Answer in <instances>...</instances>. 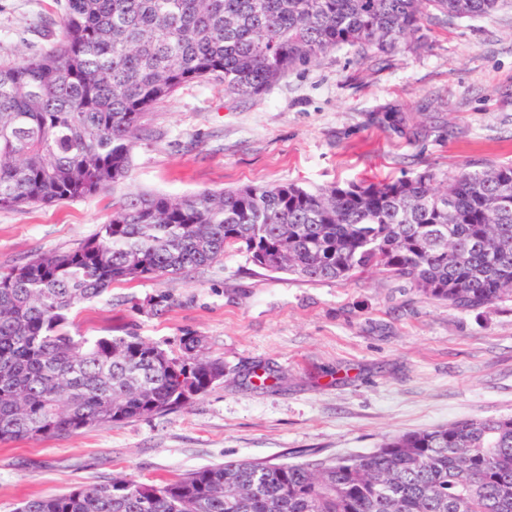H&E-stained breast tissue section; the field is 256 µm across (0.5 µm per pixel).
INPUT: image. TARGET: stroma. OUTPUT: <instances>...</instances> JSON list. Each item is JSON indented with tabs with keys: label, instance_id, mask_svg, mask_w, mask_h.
<instances>
[{
	"label": "stroma",
	"instance_id": "obj_1",
	"mask_svg": "<svg viewBox=\"0 0 512 512\" xmlns=\"http://www.w3.org/2000/svg\"><path fill=\"white\" fill-rule=\"evenodd\" d=\"M60 0H0V68L61 38ZM386 112L400 127L381 123ZM129 178L83 200L0 209V272L92 238L130 191L171 196L241 185L330 186L512 164V7L423 19L410 45L343 47L261 96L219 80L160 101ZM71 334L133 332L179 353L200 337L224 379L174 412L41 441L0 443V512L72 487L176 478L227 460L332 459L456 420L512 417V299L461 310L370 270L309 283L230 251L175 278L113 285L70 314ZM273 379L251 377L255 366Z\"/></svg>",
	"mask_w": 512,
	"mask_h": 512
}]
</instances>
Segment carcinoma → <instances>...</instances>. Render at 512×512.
I'll return each mask as SVG.
<instances>
[{
  "label": "carcinoma",
  "mask_w": 512,
  "mask_h": 512,
  "mask_svg": "<svg viewBox=\"0 0 512 512\" xmlns=\"http://www.w3.org/2000/svg\"><path fill=\"white\" fill-rule=\"evenodd\" d=\"M512 0H65L62 38L0 68V209L93 196L128 178L135 139L182 85L257 97L341 47L389 53L429 9L482 18ZM172 197L130 192L95 236L0 272V442L180 409L224 378L187 336H73L115 283L177 276L228 250L306 282L375 269L448 306L512 297V165ZM15 512H512V417L397 435L334 460H229L160 484L115 477Z\"/></svg>",
  "instance_id": "carcinoma-1"
}]
</instances>
